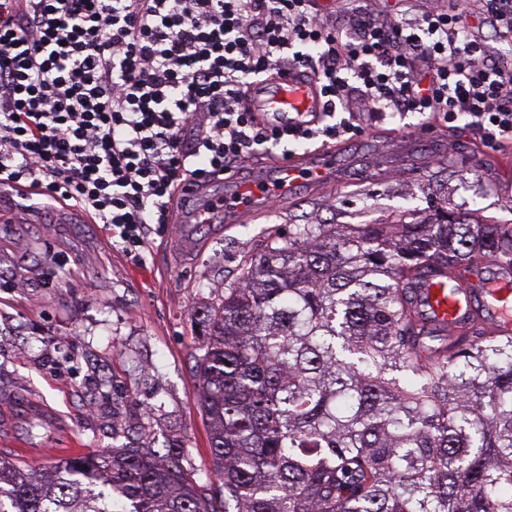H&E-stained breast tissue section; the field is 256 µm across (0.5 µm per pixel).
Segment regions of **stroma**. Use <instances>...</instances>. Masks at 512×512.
Masks as SVG:
<instances>
[{"label":"stroma","mask_w":512,"mask_h":512,"mask_svg":"<svg viewBox=\"0 0 512 512\" xmlns=\"http://www.w3.org/2000/svg\"><path fill=\"white\" fill-rule=\"evenodd\" d=\"M324 13L359 8L398 15L448 0H321ZM341 166L319 190L300 189L243 222L172 224L145 265L112 245L101 225L39 196L0 192V458L40 449L102 453L133 445L179 452L199 484L210 472L209 424L196 401L200 314L219 303L243 262L293 224L405 222L444 208L512 224L507 151L487 147L469 117L365 118L338 141ZM27 202L23 223L13 208ZM94 413H87V406Z\"/></svg>","instance_id":"1"}]
</instances>
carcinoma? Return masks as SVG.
Segmentation results:
<instances>
[{"instance_id": "1", "label": "carcinoma", "mask_w": 512, "mask_h": 512, "mask_svg": "<svg viewBox=\"0 0 512 512\" xmlns=\"http://www.w3.org/2000/svg\"><path fill=\"white\" fill-rule=\"evenodd\" d=\"M512 225L296 224L203 314L198 394L224 512H512V334L427 325L414 290L489 268ZM0 512H210L151 448L33 468L0 457Z\"/></svg>"}]
</instances>
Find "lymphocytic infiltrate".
<instances>
[{
  "mask_svg": "<svg viewBox=\"0 0 512 512\" xmlns=\"http://www.w3.org/2000/svg\"><path fill=\"white\" fill-rule=\"evenodd\" d=\"M460 0L442 12L324 20L318 0H0V187L91 214L141 260L194 218L180 183L223 180L246 154L361 130L352 109L458 116L512 144V65ZM293 70L321 111L272 125L253 79Z\"/></svg>",
  "mask_w": 512,
  "mask_h": 512,
  "instance_id": "lymphocytic-infiltrate-1",
  "label": "lymphocytic infiltrate"
}]
</instances>
